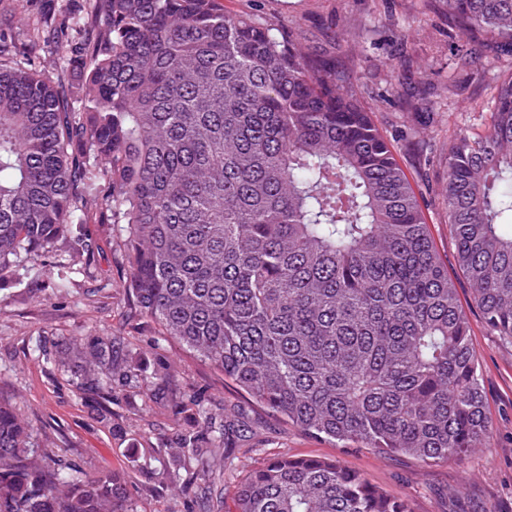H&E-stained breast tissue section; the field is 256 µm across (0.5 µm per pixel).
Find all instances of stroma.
<instances>
[{
  "mask_svg": "<svg viewBox=\"0 0 512 512\" xmlns=\"http://www.w3.org/2000/svg\"><path fill=\"white\" fill-rule=\"evenodd\" d=\"M223 5L229 13L266 18L283 31L301 33L337 61L357 57L362 101L396 145L436 246L445 261H453L441 200L448 137L459 127L483 130L491 91L483 84L464 96L448 93V83L462 76L453 52L464 39L449 31L440 0H223ZM90 13V0H0V35L12 45L9 62L35 60L51 21L68 22L70 44L81 47L95 36L87 24ZM420 68L431 75L433 109L414 117L406 111L408 91L399 79L403 71ZM87 229L90 256L63 247L47 259L54 266L76 267L70 296H58L48 277L0 289V401L34 425L49 454L75 460L91 473L125 471L135 512H191L192 490L168 485L156 454L191 417L175 414L165 399H144L138 385L117 387L108 400L86 398L77 389L79 375L47 363L36 343L56 350L90 334L122 335L144 379L160 365L170 366L177 389L202 396L211 416L235 414L241 436L223 475L213 479L225 500L233 498L242 465L288 454L339 460L389 494L411 498L416 512H512V345L487 332L466 282L457 288L472 327L494 440L463 460L427 466L406 455H377L353 444L341 448L251 411L222 374L159 336L154 324L129 306L128 262L117 226L100 223L92 210ZM103 408L120 431L102 421Z\"/></svg>",
  "mask_w": 512,
  "mask_h": 512,
  "instance_id": "1",
  "label": "stroma"
}]
</instances>
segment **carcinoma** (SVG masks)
<instances>
[{"label":"carcinoma","instance_id":"1","mask_svg":"<svg viewBox=\"0 0 512 512\" xmlns=\"http://www.w3.org/2000/svg\"><path fill=\"white\" fill-rule=\"evenodd\" d=\"M465 36L512 42V0H442ZM83 48L82 111L45 67L0 63V284L46 272L65 243L87 252L89 207L112 212L125 293L159 335L305 433L429 466L490 447L480 364L456 281L417 195L342 66L220 0H103ZM55 25L52 59L71 52ZM482 132L450 137L442 204L456 265L487 329L512 344V71ZM111 184L100 194L99 180ZM80 388L112 396L140 368L124 337L58 354ZM224 428L200 412L162 451L204 480L225 467ZM0 512H134L120 472L49 462L0 402ZM234 512H415L340 462L280 456L248 466Z\"/></svg>","mask_w":512,"mask_h":512}]
</instances>
